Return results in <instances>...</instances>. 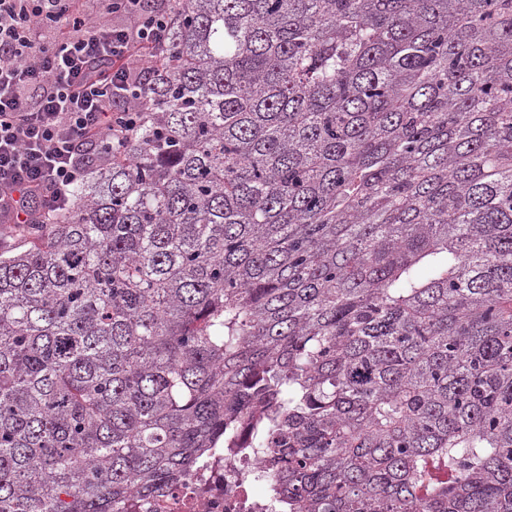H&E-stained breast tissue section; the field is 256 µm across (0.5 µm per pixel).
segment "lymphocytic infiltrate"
I'll return each mask as SVG.
<instances>
[{
  "label": "lymphocytic infiltrate",
  "instance_id": "f902f5d3",
  "mask_svg": "<svg viewBox=\"0 0 512 512\" xmlns=\"http://www.w3.org/2000/svg\"><path fill=\"white\" fill-rule=\"evenodd\" d=\"M175 0H0V218L36 224L66 208L100 143L121 147L167 51ZM55 31L45 47L46 31Z\"/></svg>",
  "mask_w": 512,
  "mask_h": 512
}]
</instances>
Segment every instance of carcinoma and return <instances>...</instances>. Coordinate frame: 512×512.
<instances>
[{
	"mask_svg": "<svg viewBox=\"0 0 512 512\" xmlns=\"http://www.w3.org/2000/svg\"><path fill=\"white\" fill-rule=\"evenodd\" d=\"M175 10L0 249V512H133L244 425L281 512H512V0Z\"/></svg>",
	"mask_w": 512,
	"mask_h": 512,
	"instance_id": "carcinoma-1",
	"label": "carcinoma"
}]
</instances>
